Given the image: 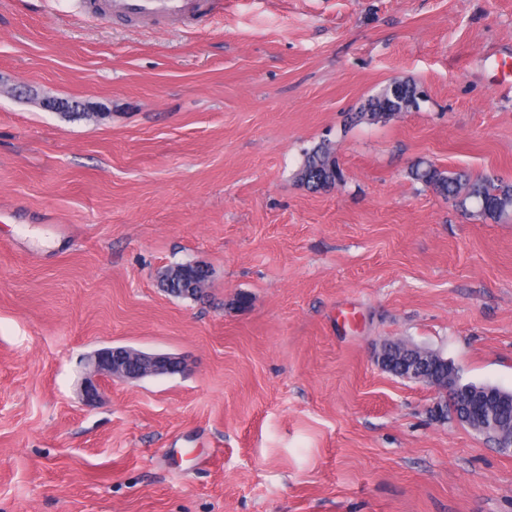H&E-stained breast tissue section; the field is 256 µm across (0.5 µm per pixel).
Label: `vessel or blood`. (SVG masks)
<instances>
[{
	"instance_id": "b4317fda",
	"label": "vessel or blood",
	"mask_w": 512,
	"mask_h": 512,
	"mask_svg": "<svg viewBox=\"0 0 512 512\" xmlns=\"http://www.w3.org/2000/svg\"><path fill=\"white\" fill-rule=\"evenodd\" d=\"M100 17L208 20L224 9V0H92Z\"/></svg>"
}]
</instances>
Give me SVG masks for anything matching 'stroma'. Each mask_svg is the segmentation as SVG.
<instances>
[{"label": "stroma", "mask_w": 512, "mask_h": 512, "mask_svg": "<svg viewBox=\"0 0 512 512\" xmlns=\"http://www.w3.org/2000/svg\"><path fill=\"white\" fill-rule=\"evenodd\" d=\"M87 2L0 0V512H512V455L374 361L512 390V217L409 175L512 183V0ZM395 80L420 109L353 122ZM184 262L195 301L159 283ZM117 345L185 370L87 401ZM93 11L102 18L142 19L191 18L209 20L224 11V0H91ZM296 176L311 190L330 188L340 182L342 171L330 143L322 141L307 151ZM396 342L408 348H413L406 342ZM399 343L385 344L377 353V363L382 369L404 379L430 385L437 390L438 393H442L445 396L449 394L451 399L456 400L463 393L468 395L469 398H472L466 388L450 380L444 373H434L432 363H442L440 359L432 358L430 361H424L422 358H418L414 354L406 352L401 348Z\"/></svg>", "instance_id": "stroma-1"}]
</instances>
